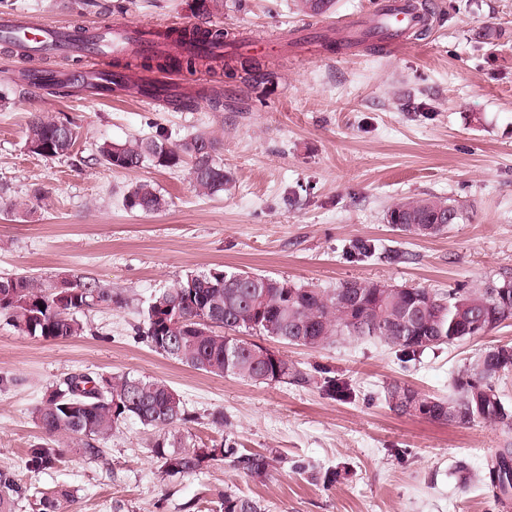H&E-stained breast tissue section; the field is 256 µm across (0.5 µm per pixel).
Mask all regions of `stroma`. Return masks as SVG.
I'll list each match as a JSON object with an SVG mask.
<instances>
[{"label":"stroma","instance_id":"35a3bbf8","mask_svg":"<svg viewBox=\"0 0 512 512\" xmlns=\"http://www.w3.org/2000/svg\"><path fill=\"white\" fill-rule=\"evenodd\" d=\"M106 11L89 0H0V14L95 27L111 22L191 28L200 22L264 38L256 81L205 68H152L195 98L188 112L167 101L101 102L78 89L51 95L27 81L29 64L0 44V276L96 280L122 306L81 313L83 334L65 341L20 335L0 319V468L14 472L37 512V492L74 489L73 512H210L224 492L259 499L266 512H512L485 481L486 464L512 430L460 426L399 415L384 402L390 382L448 396L454 378L486 349L512 343V320L483 336L425 350L402 362L377 341L340 340L321 349L263 338L265 347L309 373V385L254 384L194 370L165 358L137 335L151 297L187 275L214 267L333 288L365 279L448 291L512 277V0H428L427 26L409 45L362 47L343 56L319 42H296L295 26L363 18L381 0H334L325 16L295 0H119ZM494 29L478 42L476 30ZM72 119L80 136L72 157L29 153V116ZM165 133L218 142L224 191L202 195L188 167L115 170L95 160L103 142ZM151 183L167 201L158 213L127 209L123 197ZM48 197L35 202V189ZM450 198L465 218L432 238H410L386 222L399 198ZM374 244L357 257L356 243ZM352 391L332 399L322 369ZM70 373L147 376L183 396L191 422L173 435L202 445L228 435L240 450L274 459L258 481L227 463L167 477L150 449L157 435L139 422L114 431L105 456L71 454L35 471L26 452L44 434L34 408ZM229 424L217 430L211 415ZM296 460L335 469L323 485L293 469Z\"/></svg>","mask_w":512,"mask_h":512}]
</instances>
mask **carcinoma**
Here are the masks:
<instances>
[{
    "label": "carcinoma",
    "instance_id": "cac0c4a2",
    "mask_svg": "<svg viewBox=\"0 0 512 512\" xmlns=\"http://www.w3.org/2000/svg\"><path fill=\"white\" fill-rule=\"evenodd\" d=\"M227 38L222 29L192 33V40L219 44ZM211 58L202 49L181 58L148 55L160 68L172 63L191 69ZM79 127L66 117L33 114L27 125V150L45 159L72 155ZM216 141L199 134L182 143L162 136L138 138L125 144L103 143L99 159L113 169L135 170L146 163L178 168L191 159L190 175L196 189L216 193L224 189V166L216 162ZM125 206L154 213L165 199L149 183L131 188ZM464 217L460 206L437 197H406L386 213L387 223L410 238L442 234ZM510 287L505 299L493 289ZM122 304L120 294L96 281L61 280L46 283L34 276L0 277V316H5L21 334L43 340H65L83 333L78 315L96 306ZM213 324L201 332L200 320ZM512 320V279L474 287L437 292L406 285H383L352 279L332 289L294 285L267 275L237 270L211 269L190 274L155 294L137 334L155 352L195 370L216 376H231L255 384L303 385L310 375L287 358L275 355L260 360L262 347L239 339L237 333L277 339L290 345L321 348L340 339H377L398 351L406 361L420 352L452 344L472 336H483ZM224 332L219 333L217 329ZM325 391L346 397L348 386L324 370ZM512 374V345L502 344L481 353L453 383V396L442 399L421 394L398 382L384 387L390 410L411 415L427 406L423 418L439 423H474L512 428V411L503 403L497 382ZM38 426L46 435L43 443L28 449L27 464L38 471L53 468L67 453L89 460L104 456L103 443L129 420L166 432L191 421L182 396L166 383L130 374L91 376L71 373L44 392L35 411ZM160 472L168 477L203 472L217 462L228 461L246 476L263 480L272 458L242 453L226 438L211 445L185 446L163 436L153 448ZM496 501L512 498V442L498 449L488 468ZM25 491L13 473L0 469V512H17ZM74 490L56 487L42 493L39 512H69ZM212 512H265L260 501L226 493Z\"/></svg>",
    "mask_w": 512,
    "mask_h": 512
}]
</instances>
